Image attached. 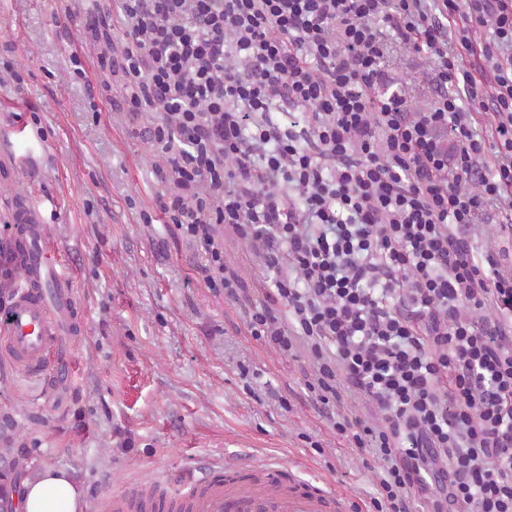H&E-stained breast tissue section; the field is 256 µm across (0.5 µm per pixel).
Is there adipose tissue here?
<instances>
[{
    "label": "adipose tissue",
    "instance_id": "1",
    "mask_svg": "<svg viewBox=\"0 0 512 512\" xmlns=\"http://www.w3.org/2000/svg\"><path fill=\"white\" fill-rule=\"evenodd\" d=\"M23 512H78L83 493L61 470L49 469L23 482Z\"/></svg>",
    "mask_w": 512,
    "mask_h": 512
}]
</instances>
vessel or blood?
Wrapping results in <instances>:
<instances>
[{
	"mask_svg": "<svg viewBox=\"0 0 512 512\" xmlns=\"http://www.w3.org/2000/svg\"><path fill=\"white\" fill-rule=\"evenodd\" d=\"M14 234L7 246L10 256L25 253L28 281L16 291L0 329L5 332L12 357L26 361L36 371L52 369L56 379L72 376L71 353L57 344V320H70L75 306L71 280L62 270L58 251L47 242V232L33 211L22 210L13 217ZM264 483L255 485L233 464H225L222 482L201 490L156 498L153 512H167L178 502L190 512H344L346 501L335 491L296 482L284 485L281 471L263 467Z\"/></svg>",
	"mask_w": 512,
	"mask_h": 512,
	"instance_id": "1",
	"label": "vessel or blood"
}]
</instances>
